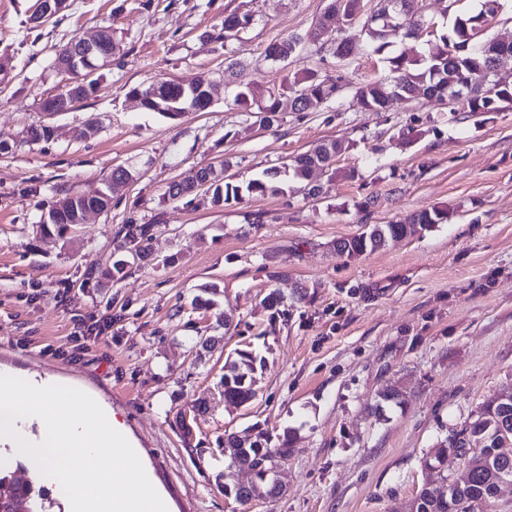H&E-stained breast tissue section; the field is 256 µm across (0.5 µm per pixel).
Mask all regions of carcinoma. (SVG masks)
I'll return each instance as SVG.
<instances>
[{
    "label": "carcinoma",
    "instance_id": "cac0c4a2",
    "mask_svg": "<svg viewBox=\"0 0 512 512\" xmlns=\"http://www.w3.org/2000/svg\"><path fill=\"white\" fill-rule=\"evenodd\" d=\"M500 9L499 0H483L481 11L473 16L457 17L452 36L440 37L442 47L436 53L422 55L416 59H408L402 55L388 58L391 77L374 79L363 83L356 90L363 106L370 112H384L396 100L412 101L427 96L431 90L440 89L442 79H451L457 72L475 75L477 82L473 87V96L465 103L449 108L451 112H497L499 103L512 101V87H499L493 75L486 74L491 69L489 64L495 48H486L485 40L479 32L483 18H493ZM359 35L373 45V52L380 53L390 46L389 37L381 32L377 24H363ZM469 43L465 53L451 54V49L461 43ZM441 70L444 78H435L436 70ZM340 78L321 76L318 71L306 69L294 78L293 86L299 91L320 99L326 103L339 98L342 85ZM133 93H141L145 98L144 109L158 112L161 115L176 119L180 113L172 111L177 101L193 97L198 111L208 109L210 100L208 88L184 89L172 81H160L148 86L131 88ZM281 93L268 89L263 101L252 83L240 80L236 82L232 104L249 112L252 108L263 115L262 123L272 127L279 123L281 112ZM347 150L340 140L320 143L313 149L302 153L291 163L282 167H270L262 175L248 182L246 186L234 185L225 181V167L216 169L212 166L191 169L181 179L173 181L168 187V195L175 199L197 194V187L205 185L212 191V201L217 205L237 202L243 194H278L283 192L282 175H287L301 184L307 180L316 168L329 170L333 168L336 158ZM123 183L120 170L112 171V176L105 189L91 195L63 194L48 212V218L39 224L44 233L66 235L70 226L79 223L80 214L84 209L96 206L107 212L112 205V193ZM448 219V211L443 209H424L415 213L405 224H374L369 230L359 235L336 241V250L348 257L360 256L385 247L389 241L398 237L414 236L433 224H441ZM152 224H126L116 235V250L127 251L139 261L149 260L151 253L149 242L153 236ZM128 262L117 259L112 267L100 269L89 268L88 276L117 281L125 273ZM258 358L248 349H237L224 361V400L237 405H246L256 396L254 385L257 380ZM467 433L475 443L482 444L480 453L462 454V465L469 470L470 479L463 485L454 484L451 492L440 493L435 489L421 488L415 497V512H458L459 504L481 502L497 489L501 480L502 465L493 451L508 439L512 444V401L503 403L495 398L488 401L476 418L465 423L459 431L451 433L440 442V446L430 449L423 456V467L440 473L438 483L448 481V475L441 473L448 460V448L453 438ZM224 448L229 460L224 463V471L216 475V480L224 491V496L246 505L255 498H274L281 492V485L274 480L272 460L277 455L287 456L292 448L283 442L272 444L269 434L255 427L244 436L231 433L224 435ZM238 469L251 472L252 480L245 486L234 479ZM0 512H47L43 488L34 486L30 480L16 476V473L0 472Z\"/></svg>",
    "mask_w": 512,
    "mask_h": 512
}]
</instances>
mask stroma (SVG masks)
<instances>
[{"instance_id":"stroma-1","label":"stroma","mask_w":512,"mask_h":512,"mask_svg":"<svg viewBox=\"0 0 512 512\" xmlns=\"http://www.w3.org/2000/svg\"><path fill=\"white\" fill-rule=\"evenodd\" d=\"M36 0H0V369L68 382L112 411L168 512H409L429 474L422 457L482 404L512 391V105L450 113L421 98L385 112L356 95L390 76L388 60L436 42L394 39L373 53L354 39L347 58L303 50L273 64L266 49L305 35L329 0H68L31 28ZM480 0H422L438 33ZM250 23L217 39L228 15ZM111 27L119 52L97 73V93L30 141L40 104L62 91L56 52ZM238 65L260 89L287 93L306 68L341 78L338 101L278 125L234 108L228 93L169 121L130 97L137 85H184ZM346 151L337 174L301 189L213 206L208 195L170 198L194 167L229 161L244 185L326 140ZM131 172L109 212L65 237L39 221L65 193L102 189L115 166ZM444 208L446 221L355 258L336 240L374 224H402ZM124 224L153 225V261L118 282L89 278L113 261ZM281 298L268 310L269 293ZM232 314L230 326L217 322ZM111 317L100 338L84 326ZM253 344L266 366L249 405L225 403L224 360ZM396 386L399 403L379 394ZM195 409L184 443L177 412ZM260 426L290 434L282 492L242 509L215 476L225 433Z\"/></svg>"}]
</instances>
